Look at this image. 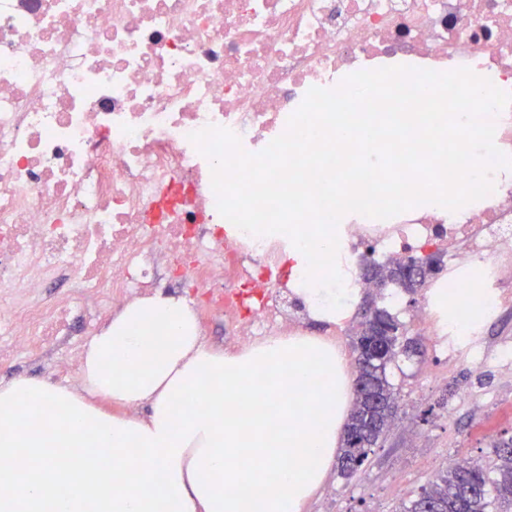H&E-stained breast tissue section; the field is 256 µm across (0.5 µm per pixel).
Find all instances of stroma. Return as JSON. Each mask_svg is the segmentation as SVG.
<instances>
[{"label":"stroma","mask_w":512,"mask_h":512,"mask_svg":"<svg viewBox=\"0 0 512 512\" xmlns=\"http://www.w3.org/2000/svg\"><path fill=\"white\" fill-rule=\"evenodd\" d=\"M370 305L387 308L402 336L421 345L388 368L402 412L361 471L346 480L330 468L303 512H398L453 462L492 465L497 445L512 439V364L437 356L418 331L419 294L400 286L360 293L351 310L355 323ZM355 323L338 342L349 360Z\"/></svg>","instance_id":"1"}]
</instances>
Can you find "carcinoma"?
Listing matches in <instances>:
<instances>
[{"mask_svg":"<svg viewBox=\"0 0 512 512\" xmlns=\"http://www.w3.org/2000/svg\"><path fill=\"white\" fill-rule=\"evenodd\" d=\"M401 261L387 270L372 266L377 278L414 293L424 287L404 273ZM400 324L383 308H368L356 335V398L344 427L337 458L338 473L350 478L362 469L397 413L388 366L401 354L416 352L417 344L399 345ZM497 461L489 468L465 460L449 467L404 505L400 512H493L512 506V441L496 447Z\"/></svg>","mask_w":512,"mask_h":512,"instance_id":"carcinoma-1","label":"carcinoma"}]
</instances>
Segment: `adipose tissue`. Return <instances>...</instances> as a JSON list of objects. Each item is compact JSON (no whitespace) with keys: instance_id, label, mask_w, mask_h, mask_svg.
<instances>
[{"instance_id":"adipose-tissue-1","label":"adipose tissue","mask_w":512,"mask_h":512,"mask_svg":"<svg viewBox=\"0 0 512 512\" xmlns=\"http://www.w3.org/2000/svg\"><path fill=\"white\" fill-rule=\"evenodd\" d=\"M311 316L335 320L351 291L309 265L339 247L332 224H264ZM334 343L275 336L206 347L175 296L127 304L87 345L76 386L0 385V512H301L322 485L350 398ZM98 398L143 404L110 415Z\"/></svg>"}]
</instances>
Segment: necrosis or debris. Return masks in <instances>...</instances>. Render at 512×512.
Returning <instances> with one entry per match:
<instances>
[{"instance_id": "necrosis-or-debris-1", "label": "necrosis or debris", "mask_w": 512, "mask_h": 512, "mask_svg": "<svg viewBox=\"0 0 512 512\" xmlns=\"http://www.w3.org/2000/svg\"><path fill=\"white\" fill-rule=\"evenodd\" d=\"M469 68L512 93V0H0V362L64 345L79 363L103 309L191 288L227 343L303 334L281 245L222 217L189 141L210 125L258 153L313 87L364 69ZM451 212L424 203L355 215V268L424 258L417 320L435 348L483 363L512 296V170Z\"/></svg>"}]
</instances>
